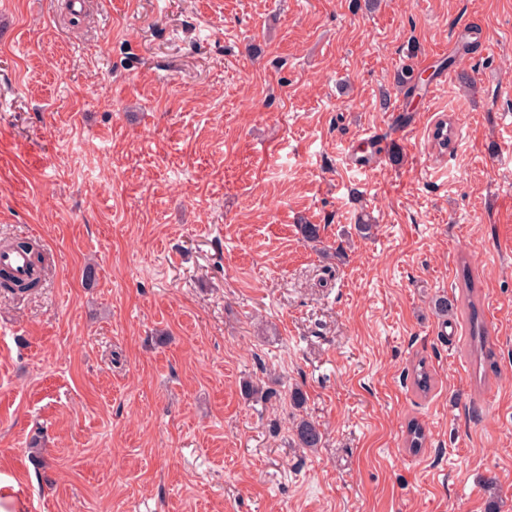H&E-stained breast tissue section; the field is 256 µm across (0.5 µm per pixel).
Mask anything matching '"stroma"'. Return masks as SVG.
I'll return each mask as SVG.
<instances>
[{"instance_id":"obj_1","label":"stroma","mask_w":512,"mask_h":512,"mask_svg":"<svg viewBox=\"0 0 512 512\" xmlns=\"http://www.w3.org/2000/svg\"><path fill=\"white\" fill-rule=\"evenodd\" d=\"M32 234L27 512H512V0H0V239ZM464 277V283L462 291L464 299L467 302V307L470 310L469 322V336L470 346L473 349L476 363L479 366L482 365L483 361L490 360L492 353L486 348L487 343V329L482 319L479 318L476 303L474 301L475 288L472 285L471 280L468 276L467 279ZM295 443L301 448H318L322 440V432L313 420L302 419L294 429Z\"/></svg>"}]
</instances>
